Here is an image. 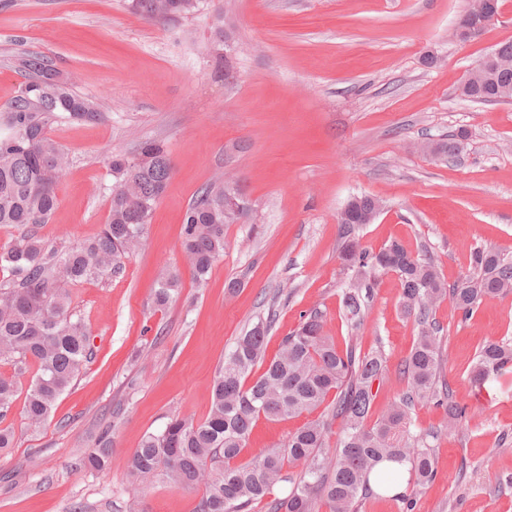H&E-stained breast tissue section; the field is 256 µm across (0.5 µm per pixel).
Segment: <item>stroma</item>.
I'll use <instances>...</instances> for the list:
<instances>
[{
	"mask_svg": "<svg viewBox=\"0 0 512 512\" xmlns=\"http://www.w3.org/2000/svg\"><path fill=\"white\" fill-rule=\"evenodd\" d=\"M498 5V17L462 41L456 30L467 0H203L173 21L143 19L131 0H0V105L24 81L17 58L34 52L102 107L98 119L50 130L68 166L39 236L61 251L99 234L112 154L155 139L174 167L143 247L119 270L70 286L91 358L39 429L26 426L21 403L8 412L17 446L0 453V512H195L201 491L135 490L127 458L171 418L207 416L225 354L271 310L267 357L317 307L337 346L351 335L362 351L384 352L375 411L404 390L398 368L415 328L398 308L400 282L378 277L363 326L349 333L337 217L353 197L379 199L382 212L361 229L363 246L375 252L395 240L427 252L450 284L477 248L512 253V103L458 94L485 55L512 41V0ZM228 23L229 77L211 62L215 32ZM452 135L461 140L456 158L419 148ZM225 175L240 180L252 221L226 227L228 247L204 283L183 277L178 295L157 307L159 271L185 265L189 204ZM433 317L440 377L467 415L448 433L442 408L414 412L410 430L430 434L437 469L414 512H512V394L470 383L481 345L512 341V293L485 300L467 320L446 299ZM304 422L259 419L243 460ZM106 429L112 457L96 470L84 457Z\"/></svg>",
	"mask_w": 512,
	"mask_h": 512,
	"instance_id": "obj_1",
	"label": "stroma"
}]
</instances>
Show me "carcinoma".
Returning <instances> with one entry per match:
<instances>
[{
    "label": "carcinoma",
    "instance_id": "carcinoma-1",
    "mask_svg": "<svg viewBox=\"0 0 512 512\" xmlns=\"http://www.w3.org/2000/svg\"><path fill=\"white\" fill-rule=\"evenodd\" d=\"M200 0H132L145 20H171L196 12ZM508 60L477 87L472 101L494 102L498 89L512 87V41L496 48ZM25 82L19 93L0 106V225L29 226L8 247L0 248V359L22 370L36 367L26 390L22 414L37 429L48 419L57 399L80 375L90 350L89 330L71 310L67 284L80 283L118 267L120 260L143 245V231L165 193L173 165L164 144L144 141L137 155L115 154L108 161L114 182L110 214L93 240L65 251L48 247L32 227L50 221L58 205L57 184L64 175L67 153L50 136L62 120H94L99 104L76 94L49 61L29 53L16 61ZM381 208L367 195L352 198L338 215V258L347 278L341 287L343 316L352 330L365 317V293L376 278L394 273L400 282L398 306L417 327L399 374L406 391L371 420L375 381L386 374L380 350L364 353L353 339L340 349L324 334L325 315L313 308L284 337L278 354L265 361L274 316L260 318L239 336L224 356L212 385V405L203 420L173 417L159 432L143 436L127 459L132 483L141 490L159 484L203 487L196 512H357L365 497L375 494L370 475L378 472L382 487L400 474L380 468L385 462L408 465L409 482L417 491L437 475L424 433L405 430L418 404L443 408L445 430H457L465 410L451 391L439 386V325L432 310L448 298L462 318L481 303L512 292V255L479 248L469 272L452 287L429 258L413 255L396 241L373 253L360 241L365 216ZM237 218L224 211V182L205 186L188 207L182 225V252L192 278L201 283L227 247L225 227ZM157 306L167 305L181 286L180 270L158 275ZM263 367L255 376L254 369ZM512 374V343L488 341L476 355L470 379L477 387L498 383ZM18 392L12 378L0 377V418ZM326 410L288 434L282 444L248 462L239 457L248 446L254 423L285 420ZM340 421L335 445L329 444L332 424ZM112 434L96 439L85 463L107 466ZM298 467L295 476L285 467ZM292 483L279 498L274 487Z\"/></svg>",
    "mask_w": 512,
    "mask_h": 512
}]
</instances>
